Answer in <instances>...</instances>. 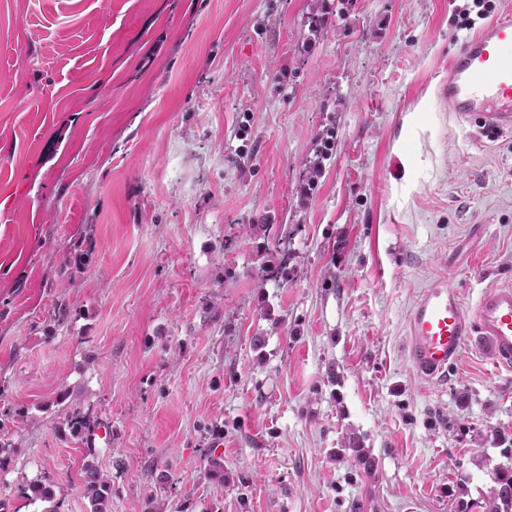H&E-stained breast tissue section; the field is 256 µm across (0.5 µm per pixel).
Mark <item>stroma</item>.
Wrapping results in <instances>:
<instances>
[{"instance_id": "1", "label": "stroma", "mask_w": 512, "mask_h": 512, "mask_svg": "<svg viewBox=\"0 0 512 512\" xmlns=\"http://www.w3.org/2000/svg\"><path fill=\"white\" fill-rule=\"evenodd\" d=\"M317 3L0 0V512H47L44 474L91 512L77 405L112 512H487L512 371L470 343L432 382L406 352L424 288L512 284V133L437 95L484 21L341 0L313 34ZM90 236L80 237L70 241L65 247V268L75 267L78 269L81 265L85 264V258L90 249L85 245L88 244ZM66 423L71 435L82 440L85 435H90L102 424L96 416L91 414L89 408L84 410L80 407H74L67 413Z\"/></svg>"}]
</instances>
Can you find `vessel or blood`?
<instances>
[{
	"label": "vessel or blood",
	"mask_w": 512,
	"mask_h": 512,
	"mask_svg": "<svg viewBox=\"0 0 512 512\" xmlns=\"http://www.w3.org/2000/svg\"><path fill=\"white\" fill-rule=\"evenodd\" d=\"M438 97L462 123L512 132V18L497 17L448 59ZM408 358L424 378L439 380L466 340L484 348L493 365L512 369V285L484 290L474 310L448 285L426 288L408 314Z\"/></svg>",
	"instance_id": "obj_1"
}]
</instances>
